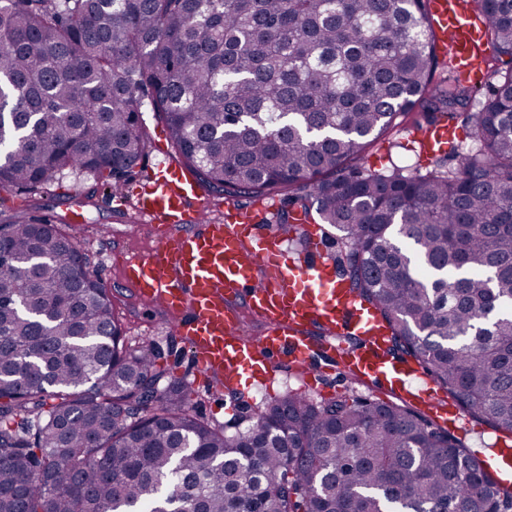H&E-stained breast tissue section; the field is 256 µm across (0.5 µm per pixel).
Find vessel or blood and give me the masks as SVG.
Returning <instances> with one entry per match:
<instances>
[{
	"instance_id": "obj_1",
	"label": "vessel or blood",
	"mask_w": 512,
	"mask_h": 512,
	"mask_svg": "<svg viewBox=\"0 0 512 512\" xmlns=\"http://www.w3.org/2000/svg\"><path fill=\"white\" fill-rule=\"evenodd\" d=\"M440 51L454 72L477 80L484 69L485 28L471 0H428ZM428 149L447 151V123L431 128ZM158 234L149 254L126 260L125 279L139 301L170 314L174 332L188 346L206 380L224 392L241 380H270L282 365L313 375L317 359L336 363L410 403L440 426L464 424L433 379L416 363L389 353L387 329L376 311L341 280L321 240L306 257L291 255L275 231L271 208L248 211L228 205L221 220H208V200L184 168L162 165L143 188L137 205ZM246 306L265 325L253 340L237 317ZM481 457L493 479L512 482V439L500 437Z\"/></svg>"
}]
</instances>
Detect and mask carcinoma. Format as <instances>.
<instances>
[{"label":"carcinoma","mask_w":512,"mask_h":512,"mask_svg":"<svg viewBox=\"0 0 512 512\" xmlns=\"http://www.w3.org/2000/svg\"><path fill=\"white\" fill-rule=\"evenodd\" d=\"M512 65V0H473ZM425 0H0V188L66 169L119 190L144 102L197 180L287 193L340 232L336 264L395 349L512 436V69L434 81ZM464 117L446 171L355 165L397 118ZM477 111H472V106ZM0 512H512L450 432L400 399L294 390L226 426L191 411L151 343L128 345L81 244L0 224Z\"/></svg>","instance_id":"carcinoma-1"}]
</instances>
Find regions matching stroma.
Segmentation results:
<instances>
[{"mask_svg":"<svg viewBox=\"0 0 512 512\" xmlns=\"http://www.w3.org/2000/svg\"><path fill=\"white\" fill-rule=\"evenodd\" d=\"M144 119L151 141L122 193L113 195L101 190L95 204H87L84 195L94 186V178L68 172L58 185L46 190L0 193V224L10 221L13 214L21 212L34 199L48 203L50 215L60 220L63 230L75 234L82 247L86 248L90 268L97 280L109 290L115 314L125 329L128 342L150 341L168 350L170 373L190 387L194 412L205 420L221 424L232 417L235 406L261 408L286 391L300 389L303 382L298 374L284 367L269 386L246 389L238 397L212 392L210 387L201 383L192 368L185 345L170 332L166 314L144 308L132 288L123 281L121 269L125 257L133 252H147L153 244L152 230L139 224L136 195L155 173L159 161L174 165L181 162L168 144L162 124L154 119L152 112H145ZM415 131L412 117H405L367 147L362 166L384 173L396 166L411 172L449 167L450 162L444 154L436 159L419 158L414 144Z\"/></svg>","mask_w":512,"mask_h":512,"instance_id":"obj_1","label":"stroma"}]
</instances>
